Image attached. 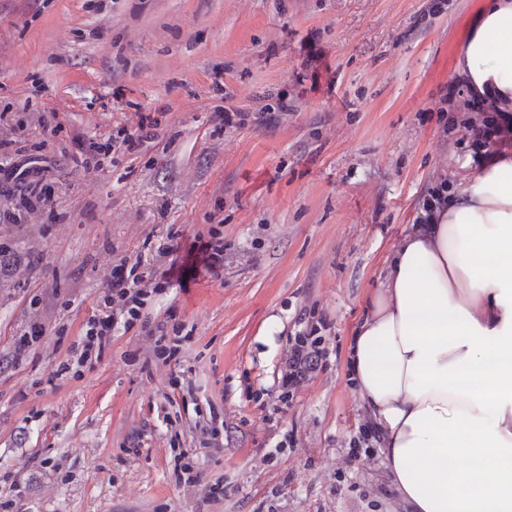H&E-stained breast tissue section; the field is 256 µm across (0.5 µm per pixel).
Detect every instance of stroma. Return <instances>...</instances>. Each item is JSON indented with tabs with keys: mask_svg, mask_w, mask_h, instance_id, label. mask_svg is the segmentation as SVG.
Returning a JSON list of instances; mask_svg holds the SVG:
<instances>
[{
	"mask_svg": "<svg viewBox=\"0 0 512 512\" xmlns=\"http://www.w3.org/2000/svg\"><path fill=\"white\" fill-rule=\"evenodd\" d=\"M484 3L0 0V108L55 201L0 224L17 266L0 277V512H403L381 448L354 445L370 417L349 353L420 199L477 168L439 117ZM281 96L274 127L215 118ZM143 114L160 127L142 153L91 170L62 156ZM212 230L219 276L144 308L188 334L170 363L118 326L92 367L56 376L113 260ZM322 317V364L281 400L288 349ZM34 320L46 334L21 347Z\"/></svg>",
	"mask_w": 512,
	"mask_h": 512,
	"instance_id": "1",
	"label": "stroma"
}]
</instances>
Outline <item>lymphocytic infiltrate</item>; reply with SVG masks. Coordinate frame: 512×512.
Segmentation results:
<instances>
[{
    "label": "lymphocytic infiltrate",
    "mask_w": 512,
    "mask_h": 512,
    "mask_svg": "<svg viewBox=\"0 0 512 512\" xmlns=\"http://www.w3.org/2000/svg\"><path fill=\"white\" fill-rule=\"evenodd\" d=\"M158 125L157 119L140 115L136 127L113 143L79 142L71 160L88 170L99 166V157L103 152L137 153L142 146L155 139ZM450 131L473 137L477 146L474 156L479 159L485 148L512 138V113L496 111L492 104L474 96L464 102L463 110L453 120ZM159 255L168 263L167 269L159 274L155 273L150 259L141 254L122 257L113 264L103 301L97 304L95 311L83 323L82 333L72 347L71 357L58 365V373L69 372L75 366L87 367L99 361L113 328L119 322L128 329L141 327L148 336L153 337V356L157 360L166 363L176 356L178 348L171 345L169 333L161 327L151 328L142 309L148 296L157 291L159 279L177 277L194 282L217 274L224 264V242L216 234L207 241L198 236L181 248L167 245L160 249ZM320 343V338L303 336L291 346L281 381L285 393H292L305 376L317 368L322 355Z\"/></svg>",
    "instance_id": "obj_1"
}]
</instances>
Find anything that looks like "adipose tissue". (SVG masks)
Wrapping results in <instances>:
<instances>
[{
    "label": "adipose tissue",
    "instance_id": "adipose-tissue-1",
    "mask_svg": "<svg viewBox=\"0 0 512 512\" xmlns=\"http://www.w3.org/2000/svg\"><path fill=\"white\" fill-rule=\"evenodd\" d=\"M458 71L512 112V0H487ZM351 366L406 512H512V156L395 250Z\"/></svg>",
    "mask_w": 512,
    "mask_h": 512
}]
</instances>
